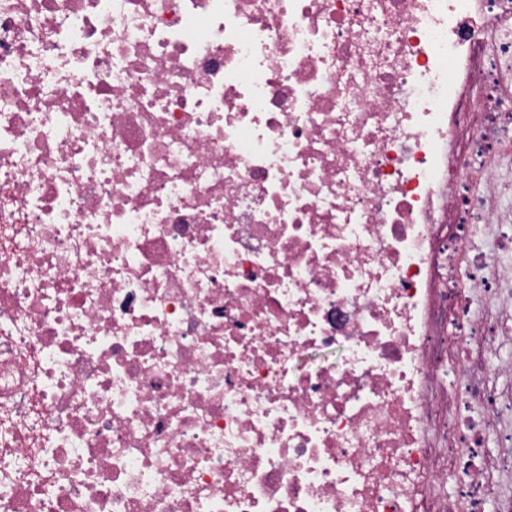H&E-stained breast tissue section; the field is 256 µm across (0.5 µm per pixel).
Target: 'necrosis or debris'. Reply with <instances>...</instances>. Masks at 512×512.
Instances as JSON below:
<instances>
[{"instance_id": "4bbe7bcc", "label": "necrosis or debris", "mask_w": 512, "mask_h": 512, "mask_svg": "<svg viewBox=\"0 0 512 512\" xmlns=\"http://www.w3.org/2000/svg\"><path fill=\"white\" fill-rule=\"evenodd\" d=\"M509 167L512 0H0V512H512ZM502 447L500 428L485 432L480 452L485 458L494 462V468L488 475V482L493 485L497 484L500 488H512V473L503 471L501 465Z\"/></svg>"}]
</instances>
